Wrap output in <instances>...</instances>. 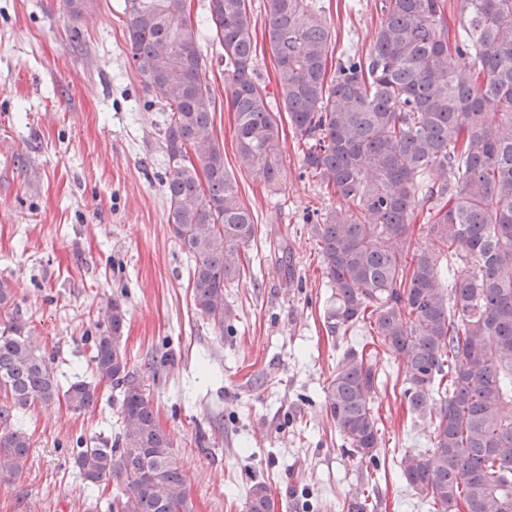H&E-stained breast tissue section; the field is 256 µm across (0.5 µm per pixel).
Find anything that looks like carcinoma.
Returning <instances> with one entry per match:
<instances>
[{
    "mask_svg": "<svg viewBox=\"0 0 512 512\" xmlns=\"http://www.w3.org/2000/svg\"><path fill=\"white\" fill-rule=\"evenodd\" d=\"M466 3L452 37L443 0H375L372 48L339 57L330 80L333 35L317 0H266L264 31L302 167L339 201L311 226L333 288L327 327L345 336L367 322L373 346L337 363L327 414L351 454L377 464L374 402L385 355L402 356L403 399L433 426L430 448L401 459L402 479L431 512H512V0ZM208 9L238 162L274 187L280 115L255 65L250 0H209ZM123 13L136 70L169 112L170 229L192 259L196 309L222 336L233 317L224 288L245 274L259 228L214 139L215 101L187 0H123ZM433 169L439 179L422 184ZM418 205L430 239L421 251L409 235ZM126 314L108 302L91 357L97 379L118 390V431L83 440L74 464L88 486L122 482L112 512H194L172 442L129 368ZM0 392L1 486L28 461L19 413L62 398L81 413L99 398L85 381L60 386L16 312L0 329ZM245 508L271 512L265 482L250 485Z\"/></svg>",
    "mask_w": 512,
    "mask_h": 512,
    "instance_id": "cac0c4a2",
    "label": "carcinoma"
}]
</instances>
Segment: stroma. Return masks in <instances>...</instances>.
Instances as JSON below:
<instances>
[{"label": "stroma", "mask_w": 512, "mask_h": 512, "mask_svg": "<svg viewBox=\"0 0 512 512\" xmlns=\"http://www.w3.org/2000/svg\"><path fill=\"white\" fill-rule=\"evenodd\" d=\"M319 4L334 53L369 51L375 0ZM199 45L215 140L265 238L251 275L224 292L232 334L215 333L195 307L164 191L168 112L133 64L122 0H93L78 17L61 0H0V279L13 284L64 387L95 382L93 339L108 301L123 303L130 367L173 442L195 512H245L255 478L269 486L274 512H343L360 492L369 512H428L399 473L432 432L401 396L399 358L375 401L378 463L348 453L323 406L324 386L358 343L326 326L332 290L310 231L336 198L303 176L286 122L279 185L240 169L222 50L209 37ZM99 391L97 406L81 413L60 401L22 414L28 462L0 486V512H109L120 483L85 487L73 464L78 437L116 429L118 393Z\"/></svg>", "instance_id": "1"}]
</instances>
